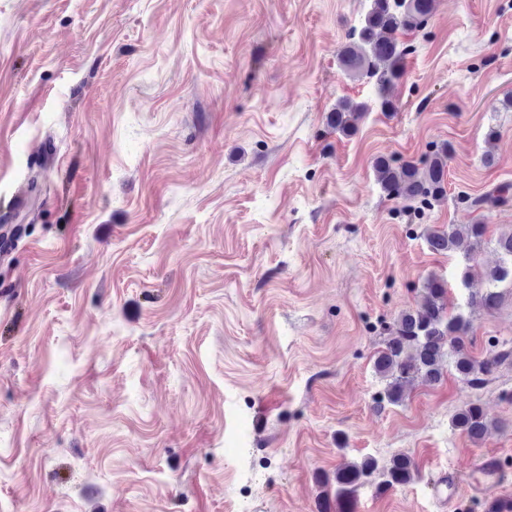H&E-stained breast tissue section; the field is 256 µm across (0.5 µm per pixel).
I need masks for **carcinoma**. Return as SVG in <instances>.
Returning a JSON list of instances; mask_svg holds the SVG:
<instances>
[{
    "mask_svg": "<svg viewBox=\"0 0 512 512\" xmlns=\"http://www.w3.org/2000/svg\"><path fill=\"white\" fill-rule=\"evenodd\" d=\"M435 9L436 0H372L370 11L351 28V44L342 51L343 64L349 73L376 81L381 111L394 110L387 91L403 75L407 47L399 43L395 34L422 27ZM363 110L364 106L342 99L328 113L327 123L349 137L355 133ZM447 162L448 145L443 144L421 167L412 163L395 166L379 158L374 169L387 196L427 205L446 192ZM485 231L483 224H450L444 230L430 232L427 240L432 251L445 253L464 238L475 246L481 245ZM497 249L501 261L485 272L487 288L466 298L469 313L451 311L447 282L431 277L425 281L416 307L400 314L374 361L377 373L386 381L387 403L401 404L406 387L417 379L439 381L445 356L453 359L456 374L471 386L483 384L503 360L512 357L509 349L478 360L467 348L472 313L491 312L499 307L505 292L512 293V233L498 238ZM452 424L473 440L484 438L491 427L483 407L477 403L461 408ZM376 475L380 476L379 487L392 489L413 479L415 464L401 454L383 466L375 459L365 458L338 468L332 478L336 482V512H351L352 494ZM332 479L326 475L323 483Z\"/></svg>",
    "mask_w": 512,
    "mask_h": 512,
    "instance_id": "1",
    "label": "carcinoma"
}]
</instances>
